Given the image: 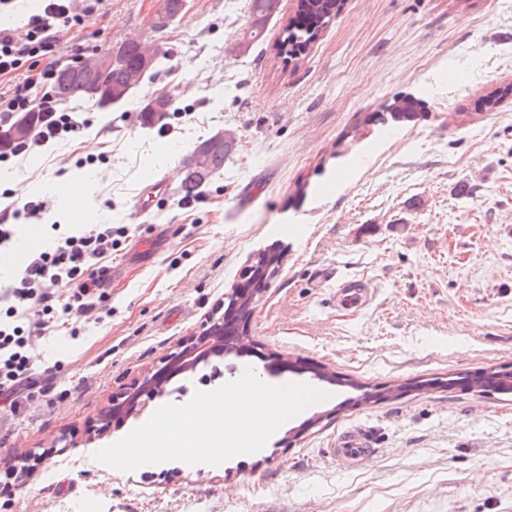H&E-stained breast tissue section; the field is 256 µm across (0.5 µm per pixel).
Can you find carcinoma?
<instances>
[{"instance_id": "1", "label": "carcinoma", "mask_w": 512, "mask_h": 512, "mask_svg": "<svg viewBox=\"0 0 512 512\" xmlns=\"http://www.w3.org/2000/svg\"><path fill=\"white\" fill-rule=\"evenodd\" d=\"M281 0H249V16L244 39L246 43L259 41L272 18L280 9ZM343 0H299L298 15L302 16L305 25L288 24L283 30L281 47L288 55L295 51L303 52L315 41L319 33L330 20L342 9ZM124 63L112 66V70L99 74L87 70H78L68 65L57 73L53 87L55 98L63 104L79 105L93 101L106 109L105 94L112 93V105L125 103L132 95L134 87L143 80L144 75L138 73V57L140 43L134 39L123 42ZM423 101L417 98H402L390 106L391 119L413 118L421 111ZM32 123L25 127H17L12 122L0 127V154L12 150L15 145L26 140ZM236 138L224 135V140L217 135L199 142L187 158L184 165V178L181 191L188 197L197 194L211 178L224 170V160L235 149ZM203 156V163H197V156Z\"/></svg>"}]
</instances>
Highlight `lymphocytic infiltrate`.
Listing matches in <instances>:
<instances>
[{
  "instance_id": "1",
  "label": "lymphocytic infiltrate",
  "mask_w": 512,
  "mask_h": 512,
  "mask_svg": "<svg viewBox=\"0 0 512 512\" xmlns=\"http://www.w3.org/2000/svg\"><path fill=\"white\" fill-rule=\"evenodd\" d=\"M105 0H44L24 32L0 29V125L21 112L37 113L28 140L16 154L63 141L88 126L79 112L58 107L49 86L56 75L61 33L71 32L86 18L102 15ZM117 241L108 224L60 237L54 249L30 256L12 281L0 289V395L19 394L32 378L29 340L44 331L84 317L101 303L110 281L105 260Z\"/></svg>"
}]
</instances>
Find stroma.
<instances>
[{
    "instance_id": "stroma-1",
    "label": "stroma",
    "mask_w": 512,
    "mask_h": 512,
    "mask_svg": "<svg viewBox=\"0 0 512 512\" xmlns=\"http://www.w3.org/2000/svg\"><path fill=\"white\" fill-rule=\"evenodd\" d=\"M160 7L108 0L63 40L64 59L138 36L167 60L125 104H82L91 125L75 139L4 165L0 209L46 202L22 226L33 251L81 210L129 234L107 259L101 321L34 338L39 392L16 413L0 399V462L40 456L22 479L0 473V512H512V394L462 383L512 372V96L482 106L512 84V6L345 0L297 61L280 52L296 0L246 51L248 0H186L157 32ZM162 92L175 113L144 127L142 108ZM405 95L423 112L385 131L379 112ZM229 129L236 152L200 193L136 208L146 182L180 181L184 152ZM263 250L284 260L250 321L251 352L212 358L147 412L90 432L114 394L203 331ZM347 282L369 287L364 306L337 307ZM248 365L329 398L216 467L167 461L116 477L94 460L151 411ZM351 427L375 453L346 467L330 450Z\"/></svg>"
}]
</instances>
